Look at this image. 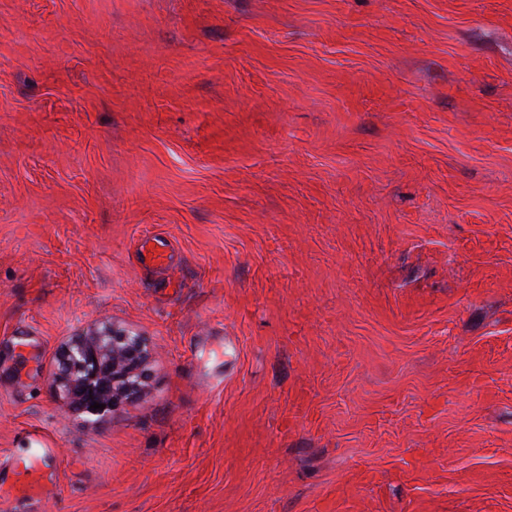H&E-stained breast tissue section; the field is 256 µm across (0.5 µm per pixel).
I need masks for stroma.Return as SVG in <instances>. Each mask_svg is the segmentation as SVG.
<instances>
[{"mask_svg":"<svg viewBox=\"0 0 512 512\" xmlns=\"http://www.w3.org/2000/svg\"><path fill=\"white\" fill-rule=\"evenodd\" d=\"M105 333L96 416L54 377ZM35 434L9 512H512V0H0V462ZM128 357H131L132 360L129 361L126 357V354L119 349L112 350V366L113 371L116 372L120 368H125L123 374L119 377L118 381H125L133 376L138 369V366L141 364L142 353L141 348L138 342H135L134 345H128ZM88 382H89V378L87 377V378H84L83 380H81L77 384L76 388L79 390V392H81L82 389L88 385H96L98 382H100V380L98 379V380H94L90 383H88ZM100 386L107 388L111 385L105 381H101ZM86 389H88V392H86ZM71 395L73 396L72 393H71ZM80 395L84 396V398H85L84 400H82V403H80V401L77 397L73 396L76 399V404L80 408L85 409L88 413H91V414H102L105 412H112V408H115L118 405H120L122 403L123 397L126 395V391H125V389H122L119 391H114V392L112 390V398L108 402L97 401L95 399V395L93 393L92 387L84 388V391ZM89 395H92V398H89ZM94 402H97L99 404H105V407H103V410L96 409V411H93V408H90V405H93ZM33 447L25 448L24 454L14 461L12 468L17 477L15 486L4 488L0 479V502L10 499L13 490L24 496H37L43 489V481L51 477L45 473L49 462L57 457L55 448L46 447L38 438L31 441Z\"/></svg>","mask_w":512,"mask_h":512,"instance_id":"35a3bbf8","label":"stroma"}]
</instances>
